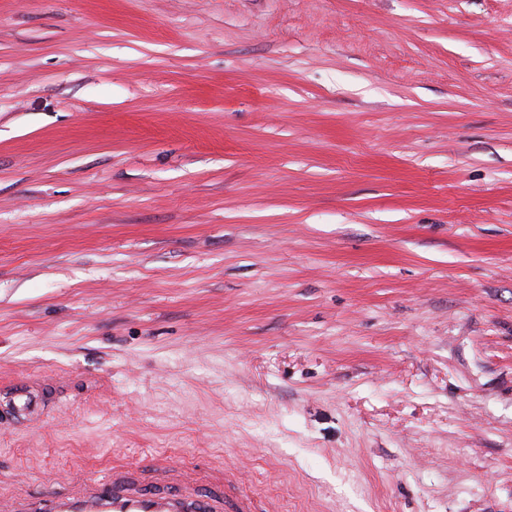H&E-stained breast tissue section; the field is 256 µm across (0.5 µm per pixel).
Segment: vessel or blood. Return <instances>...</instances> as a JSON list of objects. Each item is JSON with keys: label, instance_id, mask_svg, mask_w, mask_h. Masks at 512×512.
Wrapping results in <instances>:
<instances>
[{"label": "vessel or blood", "instance_id": "b4317fda", "mask_svg": "<svg viewBox=\"0 0 512 512\" xmlns=\"http://www.w3.org/2000/svg\"><path fill=\"white\" fill-rule=\"evenodd\" d=\"M150 471L167 481V489L147 487L135 469L117 464L110 480L89 483L77 494L55 495L45 505L15 498L1 504L0 512H258L256 499L231 474L220 478V492L204 495L166 459H154Z\"/></svg>", "mask_w": 512, "mask_h": 512}]
</instances>
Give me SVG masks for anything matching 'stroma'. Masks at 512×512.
Wrapping results in <instances>:
<instances>
[{
  "label": "stroma",
  "mask_w": 512,
  "mask_h": 512,
  "mask_svg": "<svg viewBox=\"0 0 512 512\" xmlns=\"http://www.w3.org/2000/svg\"><path fill=\"white\" fill-rule=\"evenodd\" d=\"M162 456L512 512V0H0V500Z\"/></svg>",
  "instance_id": "stroma-1"
}]
</instances>
